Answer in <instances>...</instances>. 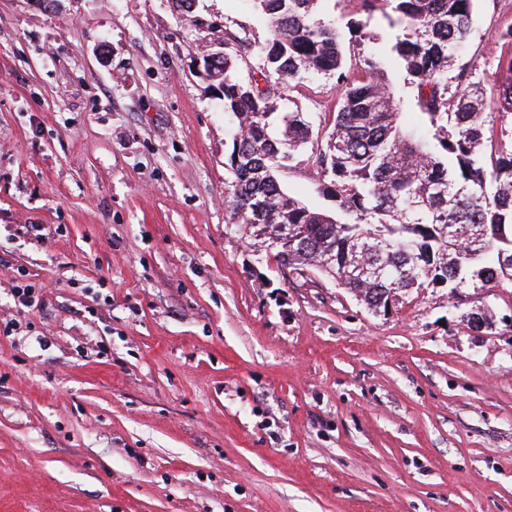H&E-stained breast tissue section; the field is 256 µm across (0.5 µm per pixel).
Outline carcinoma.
Returning <instances> with one entry per match:
<instances>
[{
    "label": "carcinoma",
    "instance_id": "carcinoma-1",
    "mask_svg": "<svg viewBox=\"0 0 512 512\" xmlns=\"http://www.w3.org/2000/svg\"><path fill=\"white\" fill-rule=\"evenodd\" d=\"M269 35L251 43L229 32L214 63L224 111L238 122L232 142L229 223L267 228V256L282 266L320 268L376 313L421 288L455 297L493 282L512 284V146L483 119L486 92L454 53L470 33L474 0H363L367 19L349 23L360 46L344 57L336 22L322 0H250ZM393 12L400 28L389 52L403 69L422 121L407 126L381 54L364 48L368 19ZM504 49L495 104L512 113V27L494 36ZM259 50L264 67L248 82L238 64ZM335 80L339 94L325 142L297 106L279 111L292 83ZM311 150L333 214L291 196L279 173ZM310 246L284 251L282 229Z\"/></svg>",
    "mask_w": 512,
    "mask_h": 512
}]
</instances>
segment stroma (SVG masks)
<instances>
[{"mask_svg": "<svg viewBox=\"0 0 512 512\" xmlns=\"http://www.w3.org/2000/svg\"><path fill=\"white\" fill-rule=\"evenodd\" d=\"M510 26L475 0L485 89ZM228 30L268 35L249 0H0V512H512V288L375 314L259 258L203 76ZM289 95L327 135L333 81Z\"/></svg>", "mask_w": 512, "mask_h": 512, "instance_id": "35a3bbf8", "label": "stroma"}]
</instances>
